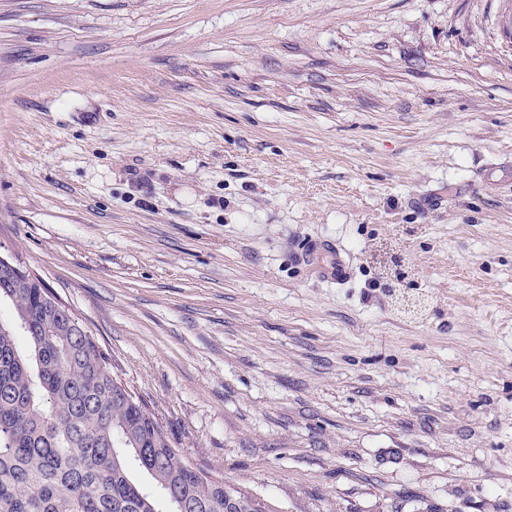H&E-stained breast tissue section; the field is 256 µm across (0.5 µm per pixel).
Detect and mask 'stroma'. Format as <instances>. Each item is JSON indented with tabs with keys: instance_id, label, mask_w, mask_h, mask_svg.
Wrapping results in <instances>:
<instances>
[{
	"instance_id": "1",
	"label": "stroma",
	"mask_w": 512,
	"mask_h": 512,
	"mask_svg": "<svg viewBox=\"0 0 512 512\" xmlns=\"http://www.w3.org/2000/svg\"><path fill=\"white\" fill-rule=\"evenodd\" d=\"M0 254L274 512H512V0H0ZM308 261L315 265L320 278L330 284H343L350 279V264L334 241L309 242L305 248Z\"/></svg>"
}]
</instances>
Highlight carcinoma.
I'll list each match as a JSON object with an SVG mask.
<instances>
[{"instance_id": "cac0c4a2", "label": "carcinoma", "mask_w": 512, "mask_h": 512, "mask_svg": "<svg viewBox=\"0 0 512 512\" xmlns=\"http://www.w3.org/2000/svg\"><path fill=\"white\" fill-rule=\"evenodd\" d=\"M51 295L37 277L0 274V303L13 308L11 321L0 320V512H160L132 467L168 512H272L185 462Z\"/></svg>"}]
</instances>
